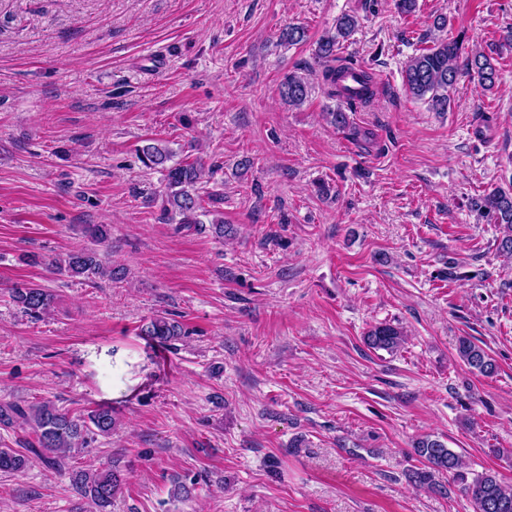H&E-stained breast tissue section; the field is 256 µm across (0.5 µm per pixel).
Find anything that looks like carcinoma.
Returning a JSON list of instances; mask_svg holds the SVG:
<instances>
[{"label": "carcinoma", "mask_w": 512, "mask_h": 512, "mask_svg": "<svg viewBox=\"0 0 512 512\" xmlns=\"http://www.w3.org/2000/svg\"><path fill=\"white\" fill-rule=\"evenodd\" d=\"M358 26V19L344 14L336 21L335 34L322 37L315 49V59L321 66V81L328 97L338 98L346 90L344 80L353 71V64H336L339 43L349 39ZM448 20L440 17L436 28L443 36L433 40V45L410 57L404 69V85L407 92L417 98H428L435 112L448 111V89L457 76L465 72L486 89L494 87L497 69L494 58L480 51L465 53L463 40L446 34ZM355 81L359 84L358 97L368 104L374 98L372 90L375 77L367 69L356 70ZM309 81L296 73H290L280 83V96L290 106H300L309 97ZM141 162L151 168L164 171L163 213L168 221L176 224V230L201 223L198 215L210 214L204 202L213 195L201 194L205 168L200 158H185L172 165L173 151L160 142L148 143L138 149ZM479 208L490 220L504 226L499 250L512 256V193L497 189L482 199ZM84 232L92 246L70 251L65 256L46 260L48 268L69 277L93 281L112 275L98 247L109 242L111 228L107 224H88ZM10 301L32 319L40 321L55 306L53 293L28 284H16L8 289ZM139 334L160 345L172 346L185 335L181 323L164 315L145 320ZM404 331L390 323H382L370 329L364 341L375 350L394 352L405 343ZM459 358L469 368L484 377L496 373L495 360L482 347L462 337L456 347ZM116 426L112 410L98 407L85 414L75 415L50 400L0 402V428L12 431L16 447L0 448V472L17 474L25 471L32 460L37 459L51 472H70L75 492L95 512H112V500L122 492L125 476L116 466L74 469L76 458L97 437H109ZM415 451L424 461L423 467L409 473V481L416 487L444 494L445 487L436 479L440 472L463 484V491L470 499L473 512H512V486L488 470L476 474L467 481L462 456L447 448L438 440L423 439Z\"/></svg>", "instance_id": "1"}]
</instances>
